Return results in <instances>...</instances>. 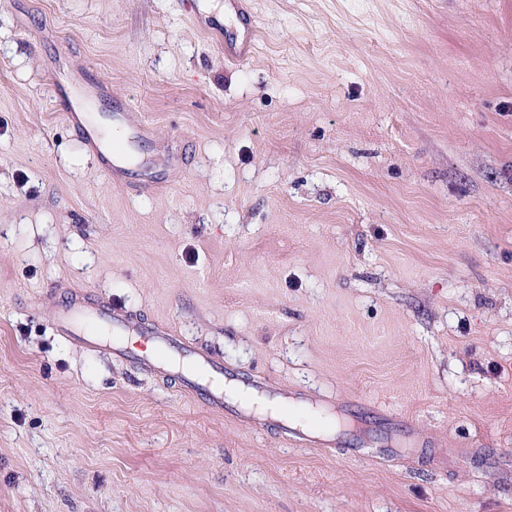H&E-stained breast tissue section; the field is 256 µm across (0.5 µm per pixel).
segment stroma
<instances>
[{
  "instance_id": "1",
  "label": "stroma",
  "mask_w": 512,
  "mask_h": 512,
  "mask_svg": "<svg viewBox=\"0 0 512 512\" xmlns=\"http://www.w3.org/2000/svg\"><path fill=\"white\" fill-rule=\"evenodd\" d=\"M0 0V512H512V0ZM143 115L131 194L55 69ZM80 292L218 354L298 447L56 335ZM81 115V120H75V116ZM65 121L74 128L82 146L89 152L96 151L103 154L102 151L108 152V143L105 139L104 132L98 123L87 112H65Z\"/></svg>"
}]
</instances>
